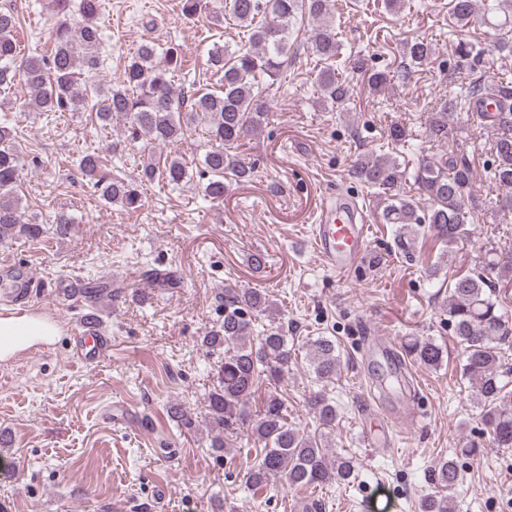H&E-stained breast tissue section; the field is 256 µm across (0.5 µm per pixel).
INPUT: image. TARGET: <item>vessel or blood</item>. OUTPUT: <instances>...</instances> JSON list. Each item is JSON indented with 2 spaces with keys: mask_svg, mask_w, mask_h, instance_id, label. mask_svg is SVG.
<instances>
[{
  "mask_svg": "<svg viewBox=\"0 0 512 512\" xmlns=\"http://www.w3.org/2000/svg\"><path fill=\"white\" fill-rule=\"evenodd\" d=\"M352 202L337 206L335 199H327L316 218L314 247L321 260L337 274L345 275L364 256L367 247L366 224L355 218L339 216V209H352ZM0 295L12 296L16 305L0 308V357L18 361L31 353L34 346L48 344L59 329L57 318L44 316L39 307L32 305L31 289L12 287L9 281L0 282ZM55 298L71 307H83L77 326L73 331L77 356L92 364L110 349L111 342L100 330L97 308L87 302L82 288H58Z\"/></svg>",
  "mask_w": 512,
  "mask_h": 512,
  "instance_id": "vessel-or-blood-1",
  "label": "vessel or blood"
}]
</instances>
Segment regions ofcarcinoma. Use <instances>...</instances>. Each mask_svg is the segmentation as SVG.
I'll list each match as a JSON object with an SVG mask.
<instances>
[{
    "label": "carcinoma",
    "instance_id": "1",
    "mask_svg": "<svg viewBox=\"0 0 512 512\" xmlns=\"http://www.w3.org/2000/svg\"><path fill=\"white\" fill-rule=\"evenodd\" d=\"M52 50L46 56H22L15 39L17 16L0 9V89L22 83L29 91L27 112H93L103 126L115 118L125 120L132 140L172 147L142 166L133 179L108 178L101 174L102 161L96 153H85L79 169L90 188L101 199L127 211L143 206L141 187L160 179L177 188L191 180L187 165L173 147L182 141L186 128L201 127L210 148L197 174L202 180L204 200H224L227 185L249 182L255 173L241 148L245 133L259 132L269 112V92L281 69L288 63L291 36L301 16L316 20L311 38L312 54L321 64L315 81L322 100L341 106L348 90L339 78L346 71L362 78L369 89L380 93L393 78L408 81L417 68L436 52L433 42L424 38L403 43L399 70H373L359 52L341 53L330 0H228L219 2V11L229 8L231 18L246 29L247 43L231 49L213 44L207 51V66L219 76L221 87L202 90L191 84L189 90H174L171 75L183 66L180 48L172 43L142 42L124 65L118 85L80 81L81 72H93L103 65L104 31L97 23L101 0H48ZM448 11L456 25L465 28L478 13L504 16L502 33L495 41L499 55H512V0H448ZM457 68L474 70L471 61L483 49L461 38L455 46ZM475 116L491 129L494 156L492 179L499 186L512 188V84L502 81L489 85L479 77L458 84V90L432 108L428 135L440 142L449 137L462 118ZM15 126L8 115L0 116V241L10 238L38 240L47 234L68 236L74 220L59 213L51 227L25 217L17 187L22 165L14 146ZM350 176L388 197L384 219L396 225L395 241L408 258L412 257V225L427 224L437 240L450 248L467 237L475 171L469 157L461 154L423 158L414 175L419 197L426 208L407 194L405 171L397 159L386 155H361L350 169ZM149 277L160 287L180 283L168 270L153 269ZM496 283L478 273H466L448 281L446 313L452 324L464 363L462 375L482 408L489 442L497 448H512V390L500 370L494 344L512 335L507 311L494 299ZM273 313L267 294L258 288H224V322L207 332L203 345L220 354L218 381L207 395L210 447L224 450V430L244 426L254 441L262 445L260 459L246 473V483L254 491L281 478L294 490L321 487L356 478V460L349 455L329 456L320 435H305L288 423V410L278 394L271 393L253 419L245 412L259 382L276 381L288 366L287 336L282 327L253 337V316ZM406 352L420 364L436 369L444 362V350L429 339H415ZM309 364L321 382L336 377L340 355L336 343L319 336L309 344ZM319 424L330 426L337 418V407L324 393L308 402ZM459 479L457 464L445 459L433 470L434 491L422 501V512H452V497Z\"/></svg>",
    "mask_w": 512,
    "mask_h": 512
}]
</instances>
